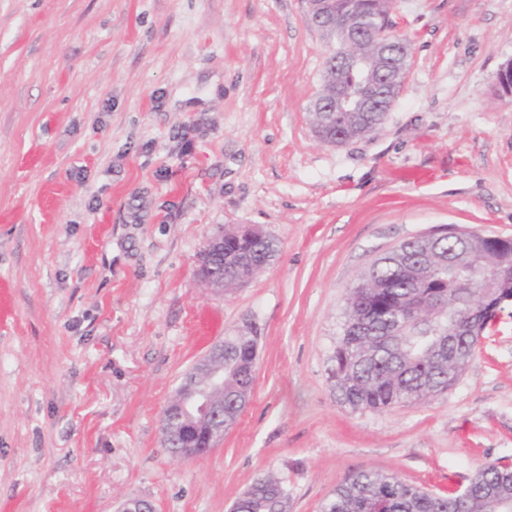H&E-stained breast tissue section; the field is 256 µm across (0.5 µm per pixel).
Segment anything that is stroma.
<instances>
[{"label":"stroma","instance_id":"35a3bbf8","mask_svg":"<svg viewBox=\"0 0 512 512\" xmlns=\"http://www.w3.org/2000/svg\"><path fill=\"white\" fill-rule=\"evenodd\" d=\"M305 0H0V512H229L260 476L320 512L349 475L465 488L512 463V305L459 382L354 411L328 381L345 293L443 225L512 238V0H396L409 72L341 147L307 112L325 43ZM274 237L223 292L217 227ZM260 336L249 405L172 458L163 409L225 336ZM228 231L230 232L229 237L224 227H218L209 237L198 259V277L216 292L247 283L252 277L271 265V260L279 252L276 240L269 235L263 239L256 236L248 237L247 234L243 235L237 232V229H228ZM236 235L240 238L238 239ZM227 238L234 239L237 243L240 242L237 245V250L247 260L242 271L229 269V265L224 267L226 259L243 263L238 256L232 255L237 252L228 254L225 250ZM225 255H227L226 258ZM243 277L248 279L244 281Z\"/></svg>","mask_w":512,"mask_h":512}]
</instances>
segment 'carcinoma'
Returning <instances> with one entry per match:
<instances>
[{"mask_svg": "<svg viewBox=\"0 0 512 512\" xmlns=\"http://www.w3.org/2000/svg\"><path fill=\"white\" fill-rule=\"evenodd\" d=\"M340 19L367 15L393 25L395 0H331ZM356 51L366 73L380 69L382 59L370 43L360 41ZM358 73L338 68L324 71L321 92L329 96L337 86L355 95ZM314 127L336 137H355L378 131L385 112H337L327 118L308 110ZM237 250L246 258L243 270L224 268V287L245 284L271 265L278 252L272 237L265 239L230 230ZM483 274L471 288H457V270L472 258ZM512 266V244L488 241L472 232L464 242L417 236L374 260L359 282L347 289L342 337L337 342L329 378L341 403L354 410L387 412L399 406L423 403L451 388L461 371L448 362V341L472 357L495 314L492 305L509 287L502 276ZM258 337H224V410L237 418L250 398L256 370ZM512 498V465L492 464L476 473L468 491L439 494L407 482L396 473L362 470L349 475L321 506V512H487L490 494ZM288 495L270 476L259 477L237 499L236 512H285Z\"/></svg>", "mask_w": 512, "mask_h": 512, "instance_id": "1", "label": "carcinoma"}]
</instances>
